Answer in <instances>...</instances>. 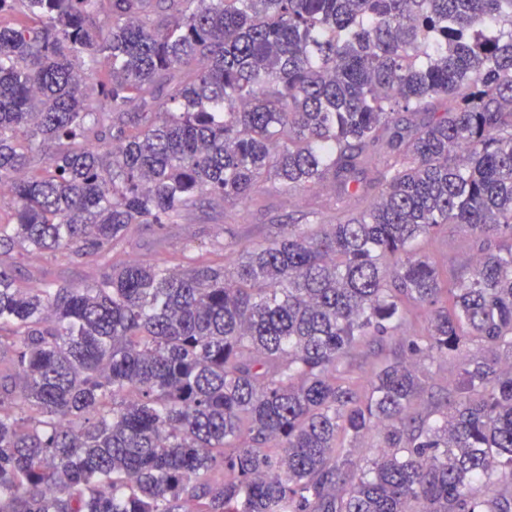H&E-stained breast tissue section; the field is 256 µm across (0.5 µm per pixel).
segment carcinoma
I'll return each mask as SVG.
<instances>
[{
	"instance_id": "carcinoma-1",
	"label": "carcinoma",
	"mask_w": 512,
	"mask_h": 512,
	"mask_svg": "<svg viewBox=\"0 0 512 512\" xmlns=\"http://www.w3.org/2000/svg\"><path fill=\"white\" fill-rule=\"evenodd\" d=\"M269 178L367 206L114 259ZM2 183L0 512H512V0H0ZM445 224L480 243L447 303ZM20 252L105 270L20 286ZM412 305L409 357L346 382ZM476 235L468 224H448L441 227L436 234L422 243V253L438 268L445 288L447 286V267L465 266L468 259L475 253ZM420 369L428 373L429 379L414 403L418 411L426 414L434 409L436 403L444 400L448 385L453 379L454 360L448 357L434 362L425 361L420 365Z\"/></svg>"
}]
</instances>
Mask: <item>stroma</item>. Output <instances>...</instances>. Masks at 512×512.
<instances>
[{
  "label": "stroma",
  "instance_id": "1",
  "mask_svg": "<svg viewBox=\"0 0 512 512\" xmlns=\"http://www.w3.org/2000/svg\"><path fill=\"white\" fill-rule=\"evenodd\" d=\"M315 208L322 209L323 219L335 216L336 194L331 184L287 194L269 179L264 181L250 203H228L221 209L206 203L185 215L179 223L162 228L154 224L140 225L129 235L122 249L127 259L174 267L182 255L213 251L223 247L225 240L230 238L244 248L265 244L281 235L286 225L305 223L309 211ZM475 244L476 236L469 225L451 224L441 227L431 239L425 240L421 249L443 273L451 264L465 266L475 252ZM99 271L93 260L74 264L59 254L23 252L17 254L15 262V275L21 281L29 274L39 272L48 279H65L78 285ZM421 368L427 372L428 381L417 396L415 406L426 413L443 401L455 366L453 359L448 357L422 363Z\"/></svg>",
  "mask_w": 512,
  "mask_h": 512
}]
</instances>
